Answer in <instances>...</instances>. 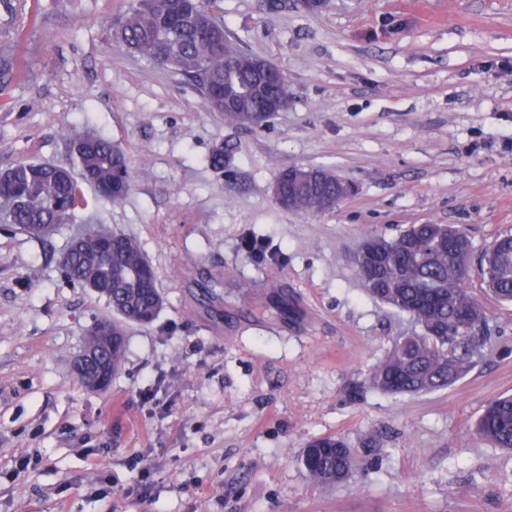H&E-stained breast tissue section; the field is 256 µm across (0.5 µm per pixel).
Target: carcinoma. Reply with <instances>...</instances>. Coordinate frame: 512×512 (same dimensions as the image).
<instances>
[{"instance_id": "obj_1", "label": "carcinoma", "mask_w": 512, "mask_h": 512, "mask_svg": "<svg viewBox=\"0 0 512 512\" xmlns=\"http://www.w3.org/2000/svg\"><path fill=\"white\" fill-rule=\"evenodd\" d=\"M218 0H128L115 17L112 37L129 53L196 83L206 109L224 123L249 129L251 114L286 92L275 76L262 93L253 91L256 66L278 70L269 60L242 49L231 39ZM71 164L24 162L0 173V223L13 224L42 239L86 206L83 187L100 197L123 201L132 175L123 146L103 134L84 132L72 139ZM313 184L283 182L286 211L319 214L342 194L341 178L315 168ZM373 257L356 260V273L372 298L406 316L416 329L392 341L369 370V385L390 395L432 393L455 385L482 360L489 316L465 286L472 242L463 230L438 224H412L394 238H365ZM65 277L106 299L115 317L97 321L85 345L103 336L115 340L105 353L110 374L123 366L126 323L149 325L163 298L153 267L136 240L103 225L76 234L61 257ZM483 285L497 302L512 304V234L500 235L485 255ZM479 436L496 448L512 450V396L491 401L479 416ZM299 463L314 483L332 490L349 482L355 461L336 435L306 445Z\"/></svg>"}]
</instances>
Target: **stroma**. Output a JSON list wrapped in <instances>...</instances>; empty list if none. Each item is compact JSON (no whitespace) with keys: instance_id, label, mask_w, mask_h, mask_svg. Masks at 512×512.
<instances>
[{"instance_id":"35a3bbf8","label":"stroma","mask_w":512,"mask_h":512,"mask_svg":"<svg viewBox=\"0 0 512 512\" xmlns=\"http://www.w3.org/2000/svg\"><path fill=\"white\" fill-rule=\"evenodd\" d=\"M123 6L0 0V172L66 163L71 131L121 143L134 186L117 204L89 195L86 215L139 241L164 298L151 325L128 324L110 387L87 389L74 363L111 310L59 267L78 223L45 239L0 224V512H512V452L475 428L512 394V306L480 288L512 232V0H221L230 36L288 79L287 109L256 130L113 42ZM289 167L354 191L330 212L280 210ZM413 224L465 229L491 340L454 386L395 397L367 374L410 324L352 257ZM328 433L357 451L331 492L298 462Z\"/></svg>"}]
</instances>
